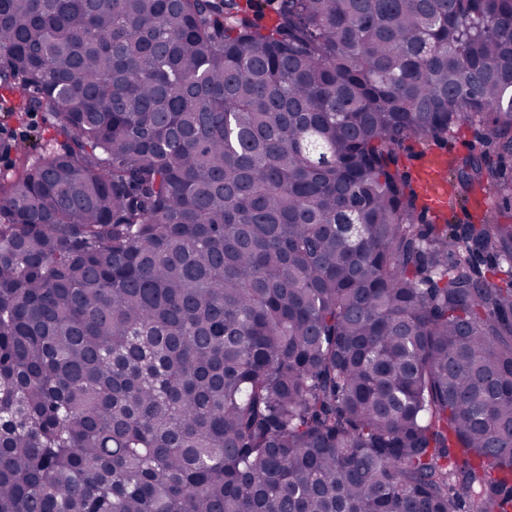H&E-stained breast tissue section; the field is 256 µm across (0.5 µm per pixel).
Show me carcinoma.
I'll list each match as a JSON object with an SVG mask.
<instances>
[{"mask_svg":"<svg viewBox=\"0 0 512 512\" xmlns=\"http://www.w3.org/2000/svg\"><path fill=\"white\" fill-rule=\"evenodd\" d=\"M0 512H509L512 0H0ZM46 123L44 112H31L25 122L19 124L0 111V138L9 142V153L0 152V172H12L11 168L19 155L34 158L40 153L42 136H47L44 131ZM1 132L4 134L1 135ZM481 131L468 125L461 126L457 131L448 136V143L443 147L428 145L422 141L410 139L404 143L405 149L415 157L414 170L419 173L424 156L430 153L462 154L469 151L477 152L480 145ZM420 178L434 210L441 213L449 190L446 168L441 162L440 155H432L426 159L421 169ZM488 198L489 208L487 210L485 209L487 207L486 196H483L480 199V205L484 209L475 207V200L471 198L468 202L461 203L453 214L448 213V222L450 224H464L468 221H475L477 218L483 215L489 216L499 214L500 210L503 208L501 201L493 195L488 196Z\"/></svg>","mask_w":512,"mask_h":512,"instance_id":"obj_1","label":"carcinoma"}]
</instances>
